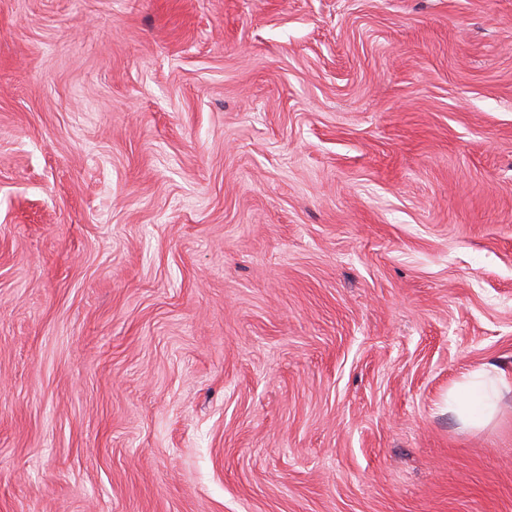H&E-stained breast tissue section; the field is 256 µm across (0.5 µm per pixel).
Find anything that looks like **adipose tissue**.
I'll list each match as a JSON object with an SVG mask.
<instances>
[{"instance_id":"1","label":"adipose tissue","mask_w":512,"mask_h":512,"mask_svg":"<svg viewBox=\"0 0 512 512\" xmlns=\"http://www.w3.org/2000/svg\"><path fill=\"white\" fill-rule=\"evenodd\" d=\"M503 377L494 366L464 375L448 393L449 413L465 429L485 428L496 417Z\"/></svg>"}]
</instances>
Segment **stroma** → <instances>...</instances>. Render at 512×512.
Segmentation results:
<instances>
[{
	"label": "stroma",
	"instance_id": "35a3bbf8",
	"mask_svg": "<svg viewBox=\"0 0 512 512\" xmlns=\"http://www.w3.org/2000/svg\"><path fill=\"white\" fill-rule=\"evenodd\" d=\"M512 0H0V512H512ZM488 367L464 375L448 392V411L467 430L485 428L496 417L505 373Z\"/></svg>",
	"mask_w": 512,
	"mask_h": 512
}]
</instances>
